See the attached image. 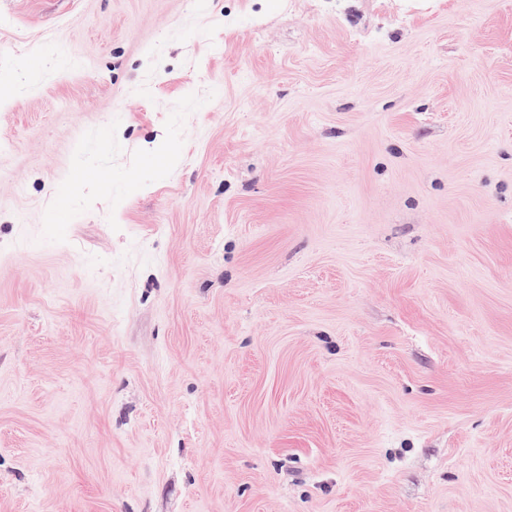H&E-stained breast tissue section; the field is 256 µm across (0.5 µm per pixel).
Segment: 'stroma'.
Masks as SVG:
<instances>
[{
	"instance_id": "obj_1",
	"label": "stroma",
	"mask_w": 512,
	"mask_h": 512,
	"mask_svg": "<svg viewBox=\"0 0 512 512\" xmlns=\"http://www.w3.org/2000/svg\"><path fill=\"white\" fill-rule=\"evenodd\" d=\"M0 84V512H512V0H0Z\"/></svg>"
}]
</instances>
